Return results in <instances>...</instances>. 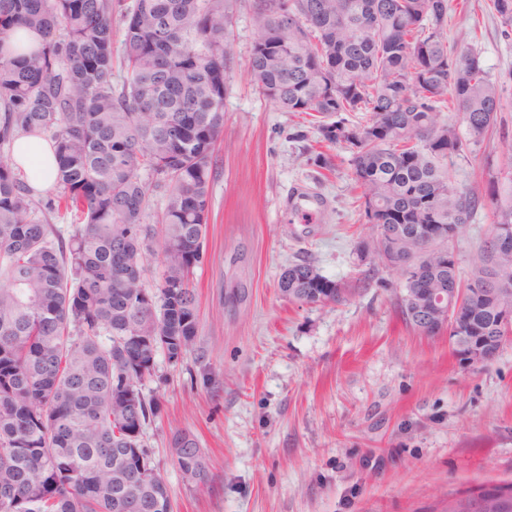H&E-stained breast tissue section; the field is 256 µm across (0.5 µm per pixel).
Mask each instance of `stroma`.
Listing matches in <instances>:
<instances>
[{"label": "stroma", "mask_w": 512, "mask_h": 512, "mask_svg": "<svg viewBox=\"0 0 512 512\" xmlns=\"http://www.w3.org/2000/svg\"><path fill=\"white\" fill-rule=\"evenodd\" d=\"M251 0H227L224 134L210 187L202 259L194 269L197 335L184 360L157 354L143 386L161 413L144 438L171 512H440L446 495L512 480V342L483 369L452 355L447 333L424 337L398 309L401 279L371 270L360 243L351 153L328 150L314 165L309 118L281 111L247 75L257 33ZM448 15V46L476 56L509 101L494 134L449 165L452 183L488 193L511 170L512 34L472 0ZM323 202L314 216L296 201ZM493 231L489 209L454 238L469 275ZM310 261L345 286L370 274L341 305H299L281 296L288 266ZM194 434L212 481L189 483L167 442Z\"/></svg>", "instance_id": "35a3bbf8"}]
</instances>
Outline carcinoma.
Wrapping results in <instances>:
<instances>
[{"mask_svg": "<svg viewBox=\"0 0 512 512\" xmlns=\"http://www.w3.org/2000/svg\"><path fill=\"white\" fill-rule=\"evenodd\" d=\"M512 30V0H488ZM448 0H253L251 84L284 112L313 117L315 143L352 151L359 208L376 231L448 251L443 283L466 288L454 354L512 334L492 278L512 253L485 242L467 280L448 241L486 205L512 237V178L492 196L454 186L448 160L496 127L503 85L476 57L448 53ZM124 22L119 85L112 20ZM229 31L224 0H0V512H169L143 427L158 351L179 363L198 327L216 146L224 132ZM453 106L467 137L441 120ZM344 112H362L349 123ZM52 147L39 196L11 157L20 135ZM158 219L161 282L142 288ZM73 217L69 236L54 219ZM302 260L279 280L300 304H340L351 288ZM205 485L188 432L168 441ZM444 512H512V480L448 497Z\"/></svg>", "mask_w": 512, "mask_h": 512, "instance_id": "cac0c4a2", "label": "carcinoma"}]
</instances>
